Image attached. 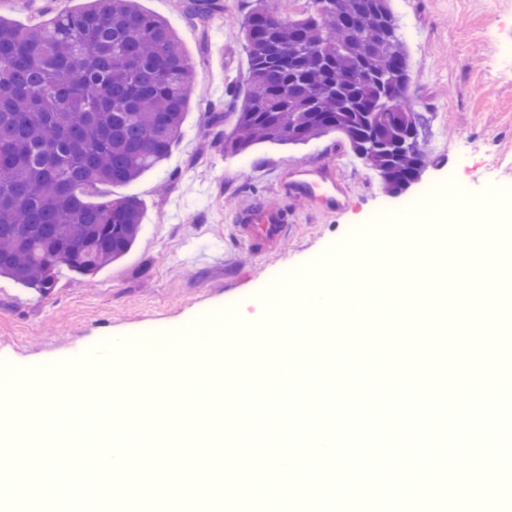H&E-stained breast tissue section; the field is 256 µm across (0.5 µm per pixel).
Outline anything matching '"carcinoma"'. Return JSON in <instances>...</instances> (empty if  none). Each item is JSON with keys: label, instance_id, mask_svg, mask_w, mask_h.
Returning <instances> with one entry per match:
<instances>
[{"label": "carcinoma", "instance_id": "cac0c4a2", "mask_svg": "<svg viewBox=\"0 0 512 512\" xmlns=\"http://www.w3.org/2000/svg\"><path fill=\"white\" fill-rule=\"evenodd\" d=\"M315 2L293 20L254 0L241 19L249 90L224 149L336 131L400 192L426 157L398 18L389 0H344L340 15ZM181 7L203 24L224 14V0ZM193 77L176 32L134 0H88L27 27L0 17V277L46 295L61 268L93 276L129 252L142 202L102 201L101 188L168 157Z\"/></svg>", "mask_w": 512, "mask_h": 512}]
</instances>
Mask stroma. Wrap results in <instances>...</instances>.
<instances>
[{
    "label": "stroma",
    "instance_id": "stroma-1",
    "mask_svg": "<svg viewBox=\"0 0 512 512\" xmlns=\"http://www.w3.org/2000/svg\"><path fill=\"white\" fill-rule=\"evenodd\" d=\"M84 0H0V16L29 26ZM252 0H224L223 16L206 26L189 23L179 0H137L144 12L167 19L178 33L196 76L182 137L168 158L110 197L133 194L143 205L141 232L120 260L86 278L61 271L43 295L0 278V367L58 375L90 353L131 359L152 350L151 338L171 332L180 343L201 320L220 314L236 324L241 308H276L315 284L318 267L372 226L399 215L450 204L512 195V86L500 80L512 59V0H390L402 26L412 85L410 105L423 113L426 163L401 192L386 189L337 132L292 145L259 143L241 154L224 152L207 112H230L229 80L243 79L249 58L238 31ZM327 161L339 167L349 193L337 213L292 205L291 231L260 251L244 245L237 211L255 198L281 197L278 177L294 166Z\"/></svg>",
    "mask_w": 512,
    "mask_h": 512
}]
</instances>
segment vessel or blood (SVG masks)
Instances as JSON below:
<instances>
[{
  "mask_svg": "<svg viewBox=\"0 0 512 512\" xmlns=\"http://www.w3.org/2000/svg\"><path fill=\"white\" fill-rule=\"evenodd\" d=\"M283 194L290 199L305 198L316 208L328 213L342 210L348 197L333 168L323 165L297 166L281 178ZM239 233L252 245H277L288 232V208L255 199L236 215Z\"/></svg>",
  "mask_w": 512,
  "mask_h": 512,
  "instance_id": "1",
  "label": "vessel or blood"
}]
</instances>
